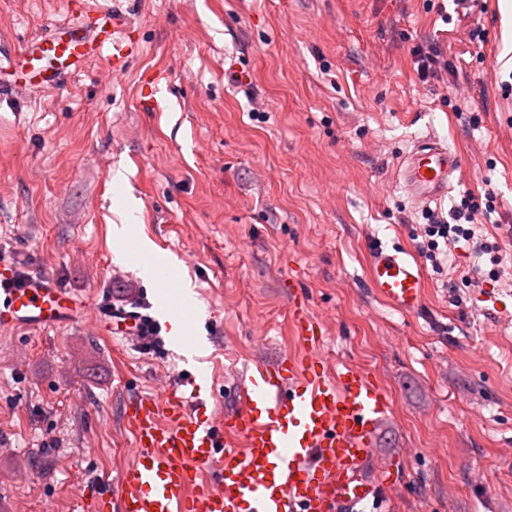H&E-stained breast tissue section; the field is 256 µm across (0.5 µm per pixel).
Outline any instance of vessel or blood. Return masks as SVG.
Returning a JSON list of instances; mask_svg holds the SVG:
<instances>
[{
	"mask_svg": "<svg viewBox=\"0 0 512 512\" xmlns=\"http://www.w3.org/2000/svg\"><path fill=\"white\" fill-rule=\"evenodd\" d=\"M93 12L94 31L73 18L28 40L22 64L49 86L105 54L122 70L135 50L129 22L109 6ZM460 175V155L434 138L416 142L398 166L420 204L442 201ZM368 271L377 297L404 313L421 308V269L409 253L376 245ZM67 299L55 281L0 261L1 331L59 323ZM291 326L310 357L257 366L240 383L238 409L221 419L203 417V388L193 380L132 403L125 418L134 458L117 477V494L97 492L91 512H356L386 496L399 471L387 467L370 480L362 470L391 410L387 391L361 368L317 357L325 329L302 303Z\"/></svg>",
	"mask_w": 512,
	"mask_h": 512,
	"instance_id": "b4317fda",
	"label": "vessel or blood"
}]
</instances>
